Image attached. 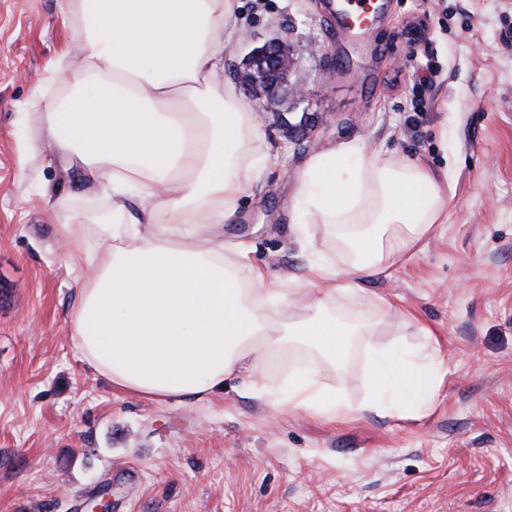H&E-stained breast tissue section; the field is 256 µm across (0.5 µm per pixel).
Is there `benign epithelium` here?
Wrapping results in <instances>:
<instances>
[{
  "instance_id": "obj_1",
  "label": "benign epithelium",
  "mask_w": 512,
  "mask_h": 512,
  "mask_svg": "<svg viewBox=\"0 0 512 512\" xmlns=\"http://www.w3.org/2000/svg\"><path fill=\"white\" fill-rule=\"evenodd\" d=\"M295 47L287 39H271L255 48L246 58L243 66L236 70L239 82L248 89L256 90L260 85L268 86L266 106L278 102L277 89L286 81L294 64Z\"/></svg>"
}]
</instances>
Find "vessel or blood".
<instances>
[{"mask_svg":"<svg viewBox=\"0 0 512 512\" xmlns=\"http://www.w3.org/2000/svg\"><path fill=\"white\" fill-rule=\"evenodd\" d=\"M389 7V0H328L325 20L337 39L365 45Z\"/></svg>","mask_w":512,"mask_h":512,"instance_id":"b4317fda","label":"vessel or blood"}]
</instances>
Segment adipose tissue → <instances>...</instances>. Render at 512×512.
<instances>
[{
    "instance_id": "ef3b65f1",
    "label": "adipose tissue",
    "mask_w": 512,
    "mask_h": 512,
    "mask_svg": "<svg viewBox=\"0 0 512 512\" xmlns=\"http://www.w3.org/2000/svg\"><path fill=\"white\" fill-rule=\"evenodd\" d=\"M93 36L80 62L60 58L78 94L44 102L43 134L85 176L112 192L113 224L62 218L67 256L95 269L70 314V337L114 389L157 401L206 400L257 378L291 346L331 362L366 325L336 318V292L361 293L414 252L448 211L451 185L423 164L342 143L313 153L297 182V235L309 225L345 228L350 259L315 261L299 288L259 267L240 277L248 246L213 238L250 197L246 146L260 129L224 83V44L235 0H80ZM149 206L146 222L119 223L129 191ZM437 350L394 346L374 354L363 407L415 417L441 375ZM343 422L356 409L313 370L289 376L288 400Z\"/></svg>"
}]
</instances>
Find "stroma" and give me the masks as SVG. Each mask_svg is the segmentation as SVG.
I'll list each match as a JSON object with an SVG mask.
<instances>
[{
  "label": "stroma",
  "instance_id": "1",
  "mask_svg": "<svg viewBox=\"0 0 512 512\" xmlns=\"http://www.w3.org/2000/svg\"><path fill=\"white\" fill-rule=\"evenodd\" d=\"M323 5L237 0L224 82L253 110L251 150L266 165L224 242L252 243L253 262L287 280L316 250L343 265L322 225L304 240L293 231L297 175L323 147L450 169L447 221L363 295L331 301L370 321V335L342 363L315 361L357 406L372 351L437 346L426 411L336 424L277 413L289 368L273 364L267 402L229 385L208 401L147 400L83 361L69 333L80 283L57 216L96 224L112 198L49 148L37 97H69L55 63L80 57L85 24L61 0H0V512H86L101 495L112 512H512V0H393L368 47L335 46ZM279 35L301 51L279 105L262 109L235 70ZM428 63L438 76L419 112L413 86Z\"/></svg>",
  "mask_w": 512,
  "mask_h": 512
}]
</instances>
